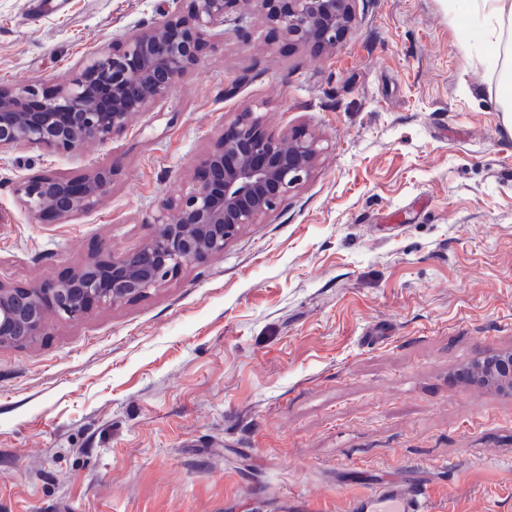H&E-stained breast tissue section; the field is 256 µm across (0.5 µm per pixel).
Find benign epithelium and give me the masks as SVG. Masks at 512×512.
Wrapping results in <instances>:
<instances>
[{
  "label": "benign epithelium",
  "instance_id": "1",
  "mask_svg": "<svg viewBox=\"0 0 512 512\" xmlns=\"http://www.w3.org/2000/svg\"><path fill=\"white\" fill-rule=\"evenodd\" d=\"M151 25L126 34L112 48L91 53L52 94L37 85L0 90V152L35 145L71 152L87 139L107 142L132 119L163 101L179 78L199 64L207 31L232 11L260 5L269 34L325 50L355 19L356 0H182ZM320 149L314 137L278 138L253 112L237 115L202 159L198 176L177 199H164L146 220L140 247L120 256L99 254L77 271L32 286L0 284V346L38 335L49 312L80 320L93 308L136 300L177 277L190 262L224 252L248 225L276 209L311 175ZM114 170L81 181L52 173L24 179L18 192L32 211L69 219L106 194ZM465 377L512 391V352L476 361Z\"/></svg>",
  "mask_w": 512,
  "mask_h": 512
}]
</instances>
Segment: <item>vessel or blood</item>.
I'll return each mask as SVG.
<instances>
[{
  "label": "vessel or blood",
  "instance_id": "b4317fda",
  "mask_svg": "<svg viewBox=\"0 0 512 512\" xmlns=\"http://www.w3.org/2000/svg\"><path fill=\"white\" fill-rule=\"evenodd\" d=\"M428 487L415 477H393L350 497L345 512H426Z\"/></svg>",
  "mask_w": 512,
  "mask_h": 512
}]
</instances>
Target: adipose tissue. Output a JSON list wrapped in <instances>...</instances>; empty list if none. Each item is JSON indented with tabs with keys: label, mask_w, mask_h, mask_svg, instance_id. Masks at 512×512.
Here are the masks:
<instances>
[{
	"label": "adipose tissue",
	"mask_w": 512,
	"mask_h": 512,
	"mask_svg": "<svg viewBox=\"0 0 512 512\" xmlns=\"http://www.w3.org/2000/svg\"><path fill=\"white\" fill-rule=\"evenodd\" d=\"M453 10L482 17L487 61L499 71L500 102L503 120L512 132V38L504 36L505 24H512V0H450Z\"/></svg>",
	"instance_id": "ef3b65f1"
}]
</instances>
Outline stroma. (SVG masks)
<instances>
[{"label": "stroma", "mask_w": 512, "mask_h": 512, "mask_svg": "<svg viewBox=\"0 0 512 512\" xmlns=\"http://www.w3.org/2000/svg\"><path fill=\"white\" fill-rule=\"evenodd\" d=\"M180 7L0 0V88L53 90ZM483 52L448 0H357L332 50L254 13L107 143L0 154V283L28 286L143 244L242 111L322 149L223 253L0 347V512H341L408 470L428 512H512V392L460 379L512 351V133ZM103 167L66 221L17 191Z\"/></svg>", "instance_id": "35a3bbf8"}]
</instances>
